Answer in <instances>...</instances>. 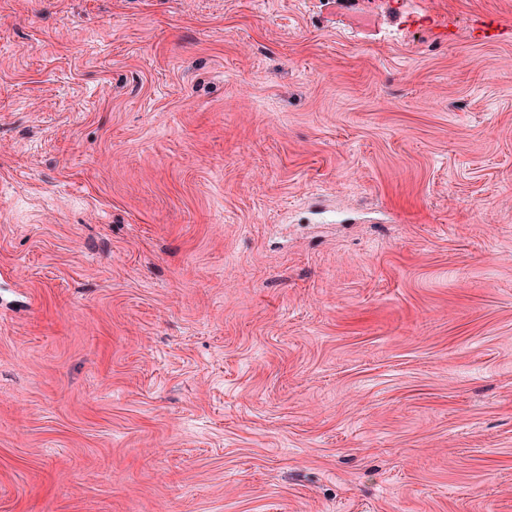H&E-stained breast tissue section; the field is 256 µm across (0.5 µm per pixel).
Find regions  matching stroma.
Masks as SVG:
<instances>
[{
    "label": "stroma",
    "instance_id": "obj_1",
    "mask_svg": "<svg viewBox=\"0 0 512 512\" xmlns=\"http://www.w3.org/2000/svg\"><path fill=\"white\" fill-rule=\"evenodd\" d=\"M0 512H512V0H0Z\"/></svg>",
    "mask_w": 512,
    "mask_h": 512
}]
</instances>
